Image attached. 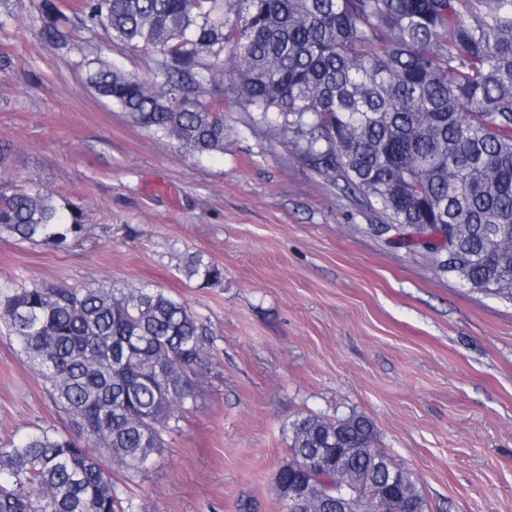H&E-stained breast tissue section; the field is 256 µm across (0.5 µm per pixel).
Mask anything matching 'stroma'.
<instances>
[{
	"label": "stroma",
	"instance_id": "35a3bbf8",
	"mask_svg": "<svg viewBox=\"0 0 512 512\" xmlns=\"http://www.w3.org/2000/svg\"><path fill=\"white\" fill-rule=\"evenodd\" d=\"M45 39L43 0L0 14V187L53 193L80 237L0 236V296L20 287L156 288L207 325L205 395L126 485L133 512H284L288 427L357 412L416 471L431 512H512V299L437 276L375 229L289 139L224 92L220 153L191 155L100 98L88 62L147 74L152 54L74 21ZM203 252L206 288L178 266ZM64 427L0 324V447ZM179 271L188 280L206 288L219 282L224 276V270L202 252L186 256L179 266Z\"/></svg>",
	"mask_w": 512,
	"mask_h": 512
}]
</instances>
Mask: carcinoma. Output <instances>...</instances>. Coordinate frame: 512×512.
I'll use <instances>...</instances> for the list:
<instances>
[{"label": "carcinoma", "instance_id": "1", "mask_svg": "<svg viewBox=\"0 0 512 512\" xmlns=\"http://www.w3.org/2000/svg\"><path fill=\"white\" fill-rule=\"evenodd\" d=\"M49 38L66 41L56 15ZM77 17L113 41L157 53L153 78L99 62L90 83L132 120L191 154L224 151V83L273 135L400 224L399 245L437 275L512 298V0H81ZM243 62L224 68V54ZM52 194L0 190V234L62 243ZM206 288L224 270L202 252L179 266ZM6 324L68 428L41 427L0 448V512H129L131 480L205 392L207 326L146 287H21L0 298ZM347 449L341 469L325 449ZM379 446L358 413L306 415L289 429L275 482L291 512H426L418 474ZM360 486L336 499L337 480Z\"/></svg>", "mask_w": 512, "mask_h": 512}]
</instances>
